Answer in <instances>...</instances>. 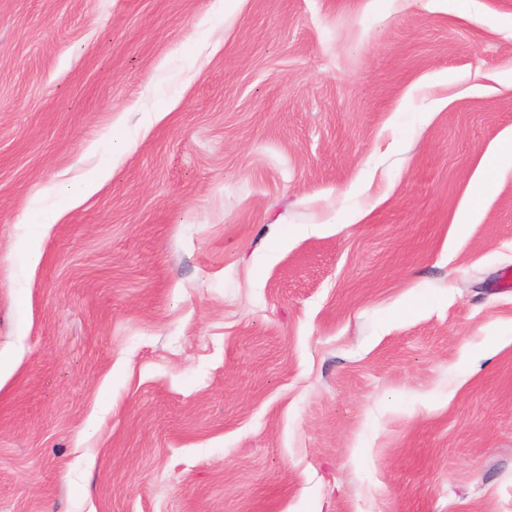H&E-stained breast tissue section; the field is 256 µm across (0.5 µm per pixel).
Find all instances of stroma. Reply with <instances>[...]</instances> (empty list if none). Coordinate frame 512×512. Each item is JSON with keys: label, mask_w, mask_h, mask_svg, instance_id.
<instances>
[{"label": "stroma", "mask_w": 512, "mask_h": 512, "mask_svg": "<svg viewBox=\"0 0 512 512\" xmlns=\"http://www.w3.org/2000/svg\"><path fill=\"white\" fill-rule=\"evenodd\" d=\"M223 2L0 0V512H512V0Z\"/></svg>", "instance_id": "35a3bbf8"}]
</instances>
